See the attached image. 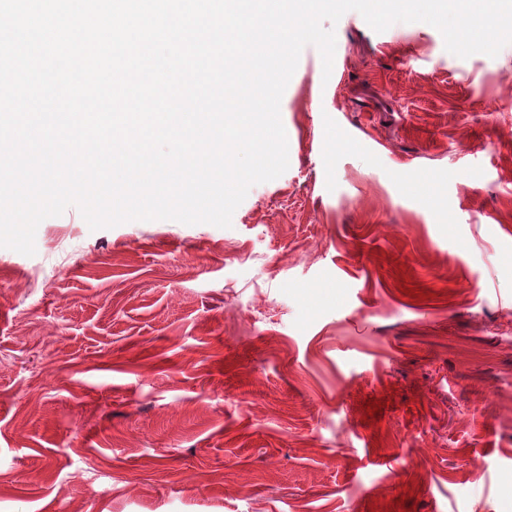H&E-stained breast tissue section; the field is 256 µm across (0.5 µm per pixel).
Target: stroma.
Listing matches in <instances>:
<instances>
[{
    "label": "stroma",
    "instance_id": "35a3bbf8",
    "mask_svg": "<svg viewBox=\"0 0 512 512\" xmlns=\"http://www.w3.org/2000/svg\"><path fill=\"white\" fill-rule=\"evenodd\" d=\"M334 31L231 227L0 248V512H512V48Z\"/></svg>",
    "mask_w": 512,
    "mask_h": 512
}]
</instances>
